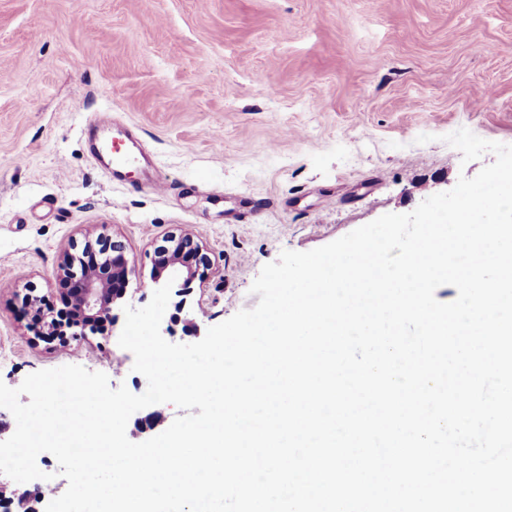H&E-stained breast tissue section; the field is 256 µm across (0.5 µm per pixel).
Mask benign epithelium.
<instances>
[{
    "label": "benign epithelium",
    "instance_id": "1",
    "mask_svg": "<svg viewBox=\"0 0 512 512\" xmlns=\"http://www.w3.org/2000/svg\"><path fill=\"white\" fill-rule=\"evenodd\" d=\"M168 243L165 261L153 275L156 283L166 269L177 274L186 263L204 261L201 246L192 235L174 236ZM62 271L67 278L63 299L65 310L57 318H41L42 335L58 340L61 347L88 334L107 335L108 327H114L118 322V312L129 304L128 259L123 248L115 243L97 249L89 246L79 256H68ZM194 280L195 273L190 270L182 277L177 291L180 300L175 304L180 311L185 309L187 298L193 292ZM0 497L6 498L7 508L12 512H33L26 495L14 491L9 493L2 484Z\"/></svg>",
    "mask_w": 512,
    "mask_h": 512
}]
</instances>
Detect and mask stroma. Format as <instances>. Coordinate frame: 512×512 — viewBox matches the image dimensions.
I'll return each instance as SVG.
<instances>
[{
	"mask_svg": "<svg viewBox=\"0 0 512 512\" xmlns=\"http://www.w3.org/2000/svg\"><path fill=\"white\" fill-rule=\"evenodd\" d=\"M115 123L169 193L93 158L89 125ZM461 128L512 145V0H0V381L71 364L146 386L117 339L62 348L19 315L29 293L59 307L85 240L124 245L141 308L168 238L195 235L205 331L257 305L282 251L494 162H463Z\"/></svg>",
	"mask_w": 512,
	"mask_h": 512,
	"instance_id": "stroma-1",
	"label": "stroma"
}]
</instances>
